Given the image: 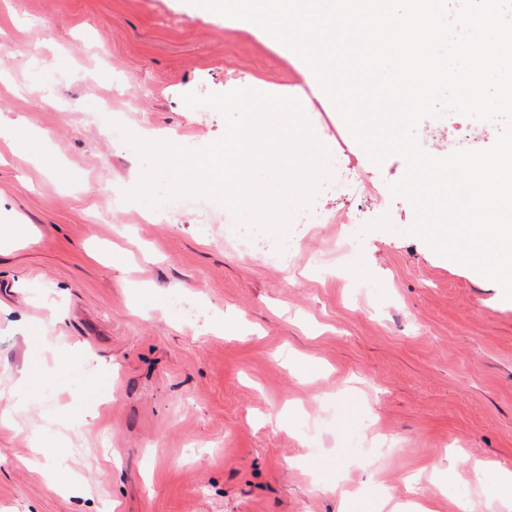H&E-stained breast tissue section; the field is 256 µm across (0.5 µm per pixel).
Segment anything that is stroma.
<instances>
[{
	"label": "stroma",
	"instance_id": "1",
	"mask_svg": "<svg viewBox=\"0 0 512 512\" xmlns=\"http://www.w3.org/2000/svg\"><path fill=\"white\" fill-rule=\"evenodd\" d=\"M290 57L185 0H0V127L59 161L0 140V225L32 227L0 250V512H344L349 493L487 512L471 462L512 470V302L410 234L401 156L374 164L339 113L308 112L378 193L322 179L246 255L211 198L204 227L123 197L144 169L126 133L204 147L226 122L184 94L286 87ZM501 129L449 113L417 138L444 157Z\"/></svg>",
	"mask_w": 512,
	"mask_h": 512
}]
</instances>
